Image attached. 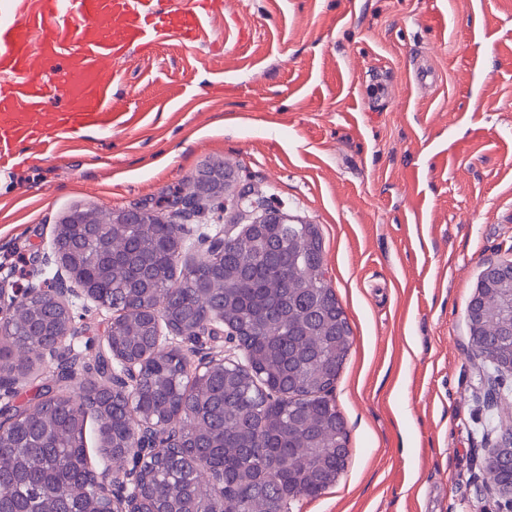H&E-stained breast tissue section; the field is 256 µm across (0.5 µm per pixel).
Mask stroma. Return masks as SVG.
<instances>
[{
    "mask_svg": "<svg viewBox=\"0 0 512 512\" xmlns=\"http://www.w3.org/2000/svg\"><path fill=\"white\" fill-rule=\"evenodd\" d=\"M106 90L112 129L0 169V280L33 272L70 210L128 209L224 162L318 225L352 330L329 394L346 469L291 512H500L465 310L512 261V0H227L195 41L113 61ZM74 312L94 361L112 314Z\"/></svg>",
    "mask_w": 512,
    "mask_h": 512,
    "instance_id": "obj_1",
    "label": "stroma"
}]
</instances>
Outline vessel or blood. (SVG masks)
Returning a JSON list of instances; mask_svg holds the SVG:
<instances>
[{"label": "vessel or blood", "mask_w": 512, "mask_h": 512, "mask_svg": "<svg viewBox=\"0 0 512 512\" xmlns=\"http://www.w3.org/2000/svg\"><path fill=\"white\" fill-rule=\"evenodd\" d=\"M215 0L158 13L153 0H7L0 10V168L87 128L110 129L103 66L175 32L195 40ZM76 44L63 51L69 31Z\"/></svg>", "instance_id": "b4317fda"}]
</instances>
